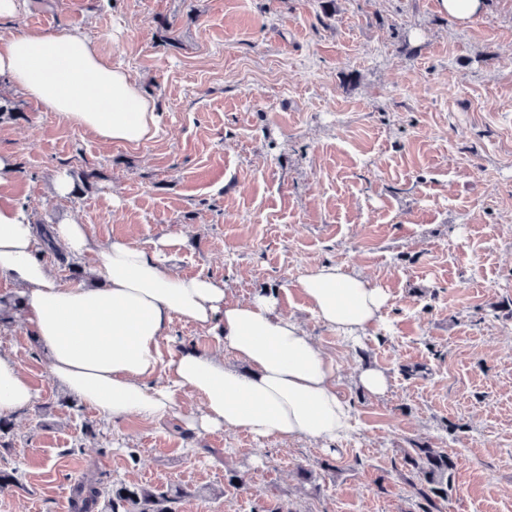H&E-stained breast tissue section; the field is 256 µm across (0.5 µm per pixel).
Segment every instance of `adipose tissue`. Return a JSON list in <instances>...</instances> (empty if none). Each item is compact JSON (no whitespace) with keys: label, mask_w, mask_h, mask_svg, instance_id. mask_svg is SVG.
Returning a JSON list of instances; mask_svg holds the SVG:
<instances>
[{"label":"adipose tissue","mask_w":512,"mask_h":512,"mask_svg":"<svg viewBox=\"0 0 512 512\" xmlns=\"http://www.w3.org/2000/svg\"><path fill=\"white\" fill-rule=\"evenodd\" d=\"M0 78L106 144L157 137L159 118L129 74L73 31L30 33L0 43ZM55 238L88 259L96 285L60 283L36 253L38 227L20 203L0 205V274L20 288L31 335L52 377L106 420L135 414L160 420L184 395L198 396L193 428L245 431L257 439H349L352 404L336 387V367L275 292L245 300L223 282L171 270L166 253L113 240L94 244L85 225L60 224ZM318 321L347 341L383 320L388 296L366 277L323 262L297 281ZM218 337L223 353L176 345L173 319ZM34 390L18 361L0 354V414L28 409Z\"/></svg>","instance_id":"adipose-tissue-1"}]
</instances>
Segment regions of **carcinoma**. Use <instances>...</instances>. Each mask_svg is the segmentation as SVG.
Wrapping results in <instances>:
<instances>
[{
	"label": "carcinoma",
	"instance_id": "cac0c4a2",
	"mask_svg": "<svg viewBox=\"0 0 512 512\" xmlns=\"http://www.w3.org/2000/svg\"><path fill=\"white\" fill-rule=\"evenodd\" d=\"M41 254L55 256L68 267L71 276L82 277V268L67 261L51 227L40 225ZM402 467L419 502V512H442L448 500V481L456 468L455 458L442 448L414 444L403 450ZM185 494L180 487L161 490L138 483L117 482L104 487L99 481L83 476L74 482L71 512H176L175 504Z\"/></svg>",
	"mask_w": 512,
	"mask_h": 512
}]
</instances>
